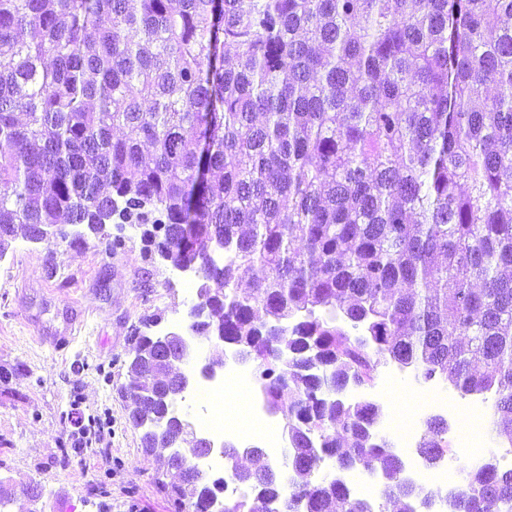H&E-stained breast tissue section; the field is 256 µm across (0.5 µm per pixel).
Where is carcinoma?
Segmentation results:
<instances>
[{
    "mask_svg": "<svg viewBox=\"0 0 512 512\" xmlns=\"http://www.w3.org/2000/svg\"><path fill=\"white\" fill-rule=\"evenodd\" d=\"M116 218L196 262L216 287L188 327L247 351L271 407L291 400L289 479L216 510L224 481L178 447L170 364L128 363V419L178 473L175 509L369 512L320 475L329 458L383 473L402 512H512V467L416 487L376 404L338 392L411 367L495 393L512 445V0H0V248L48 224L84 245L70 225ZM157 321L133 351L160 349ZM425 426L430 467L451 447Z\"/></svg>",
    "mask_w": 512,
    "mask_h": 512,
    "instance_id": "1",
    "label": "carcinoma"
}]
</instances>
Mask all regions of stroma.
I'll return each instance as SVG.
<instances>
[{
    "mask_svg": "<svg viewBox=\"0 0 512 512\" xmlns=\"http://www.w3.org/2000/svg\"><path fill=\"white\" fill-rule=\"evenodd\" d=\"M123 237L112 255L92 238L73 247L19 237L0 259V371L9 375L0 382V480L41 486L46 512H171L165 487L178 475L141 452L120 390L135 327L157 315L161 328L182 329L199 281L176 286L141 230L125 227ZM49 336L70 344L54 349ZM378 372L399 381L398 395L366 393L386 422L406 395L447 388L394 365ZM75 406L88 420L86 468L72 453Z\"/></svg>",
    "mask_w": 512,
    "mask_h": 512,
    "instance_id": "obj_1",
    "label": "stroma"
}]
</instances>
